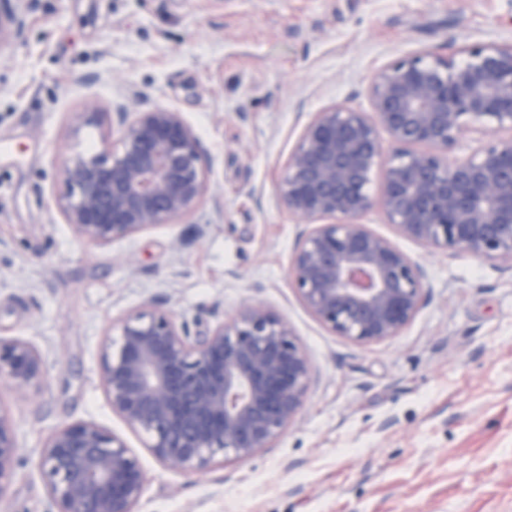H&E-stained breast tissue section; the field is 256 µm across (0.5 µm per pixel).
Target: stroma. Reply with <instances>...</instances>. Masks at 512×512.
I'll list each match as a JSON object with an SVG mask.
<instances>
[{
  "instance_id": "obj_1",
  "label": "stroma",
  "mask_w": 512,
  "mask_h": 512,
  "mask_svg": "<svg viewBox=\"0 0 512 512\" xmlns=\"http://www.w3.org/2000/svg\"><path fill=\"white\" fill-rule=\"evenodd\" d=\"M512 0H31L0 51V336L44 354L39 388L0 382L20 464L0 512H48L36 462L73 421L122 435L146 475L140 512H512V273L361 221L427 272L394 339L357 345L300 302L288 271L302 225L276 197L301 116L368 109L380 67L425 51L512 43ZM126 85L182 113L216 159L202 206L107 247L54 207L59 161L93 152ZM164 300L206 324L258 305L288 320L313 384L276 447L195 474L167 469L112 412L98 376L109 321Z\"/></svg>"
}]
</instances>
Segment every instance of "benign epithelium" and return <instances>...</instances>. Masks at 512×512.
<instances>
[{"label":"benign epithelium","instance_id":"obj_1","mask_svg":"<svg viewBox=\"0 0 512 512\" xmlns=\"http://www.w3.org/2000/svg\"><path fill=\"white\" fill-rule=\"evenodd\" d=\"M0 10V48L22 39L28 5ZM462 62L425 52L378 69L370 110L327 106L303 125L277 182L279 204L304 231L289 278L306 309L355 344L391 340L424 304L423 267L360 218L379 205L399 236L512 272V44L465 51ZM120 92L107 112H75V126L108 125L92 153L65 156L55 208L74 235L98 246L193 214L213 161L181 112L136 110ZM393 149L385 152L382 134ZM466 134L489 137L472 156L449 150ZM383 170L379 198L370 186ZM204 332L161 300L110 324L99 380L112 412L146 438L152 455L191 474L273 448L313 382L309 360L282 316L249 307L229 322L212 312ZM42 352L0 337V381L40 386ZM17 429L0 404V497L18 466ZM37 467L49 512H138L145 473L125 439L88 421L63 424Z\"/></svg>","mask_w":512,"mask_h":512}]
</instances>
